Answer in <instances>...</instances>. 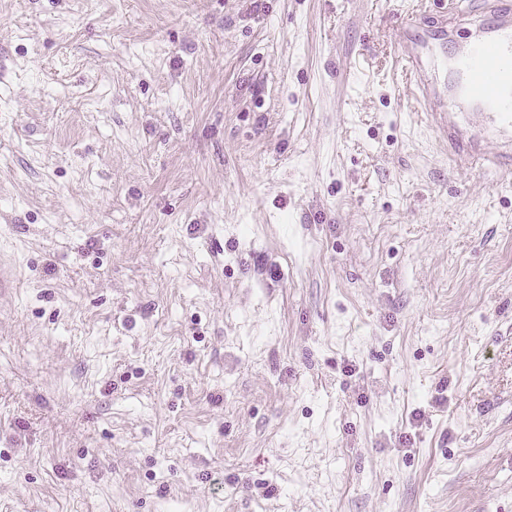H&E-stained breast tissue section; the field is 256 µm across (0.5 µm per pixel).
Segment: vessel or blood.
<instances>
[{
    "instance_id": "vessel-or-blood-1",
    "label": "vessel or blood",
    "mask_w": 512,
    "mask_h": 512,
    "mask_svg": "<svg viewBox=\"0 0 512 512\" xmlns=\"http://www.w3.org/2000/svg\"><path fill=\"white\" fill-rule=\"evenodd\" d=\"M432 14L399 15L398 59L410 89L428 108L458 170L479 164L512 180V0H482ZM454 44L447 82L434 78L438 54Z\"/></svg>"
}]
</instances>
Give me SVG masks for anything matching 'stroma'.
Segmentation results:
<instances>
[{
	"mask_svg": "<svg viewBox=\"0 0 512 512\" xmlns=\"http://www.w3.org/2000/svg\"><path fill=\"white\" fill-rule=\"evenodd\" d=\"M419 0H0V512H512V187Z\"/></svg>",
	"mask_w": 512,
	"mask_h": 512,
	"instance_id": "obj_1",
	"label": "stroma"
}]
</instances>
